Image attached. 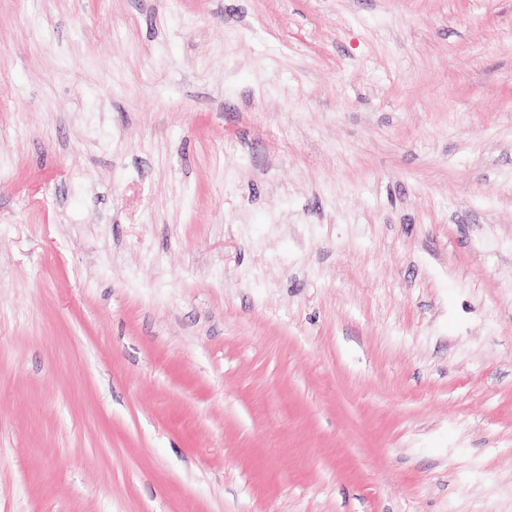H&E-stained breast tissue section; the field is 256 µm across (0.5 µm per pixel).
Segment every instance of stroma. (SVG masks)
I'll return each instance as SVG.
<instances>
[{
    "instance_id": "1",
    "label": "stroma",
    "mask_w": 512,
    "mask_h": 512,
    "mask_svg": "<svg viewBox=\"0 0 512 512\" xmlns=\"http://www.w3.org/2000/svg\"><path fill=\"white\" fill-rule=\"evenodd\" d=\"M0 512H512V0H0Z\"/></svg>"
}]
</instances>
